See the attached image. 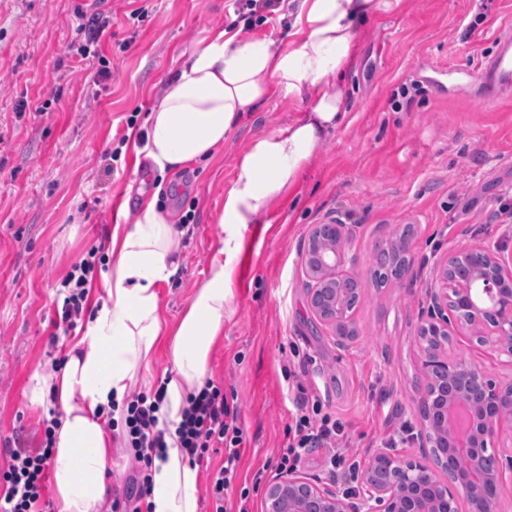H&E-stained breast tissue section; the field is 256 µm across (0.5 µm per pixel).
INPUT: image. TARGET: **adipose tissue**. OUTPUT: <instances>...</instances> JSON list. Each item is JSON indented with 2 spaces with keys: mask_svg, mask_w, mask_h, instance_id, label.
<instances>
[{
  "mask_svg": "<svg viewBox=\"0 0 512 512\" xmlns=\"http://www.w3.org/2000/svg\"><path fill=\"white\" fill-rule=\"evenodd\" d=\"M402 0H299L294 22L301 39L276 51L267 39L218 31L183 52L147 113L135 147L152 172L165 174L212 159L266 98L271 85L307 100L285 129L254 134L224 190L219 248L207 276L167 343L169 375L158 411L166 446L154 457L149 512H198V469L177 444L176 429L190 394L208 377L212 346L233 312L232 283L244 233L300 177L323 139L343 125L347 74L356 64L364 24L396 11ZM181 231L167 211L144 204L134 223L116 225L107 271L83 336L69 344L62 366L34 372L31 398L57 391L54 430L57 512H110L112 428L108 415L123 404L162 334L161 284L180 269L174 255Z\"/></svg>",
  "mask_w": 512,
  "mask_h": 512,
  "instance_id": "adipose-tissue-1",
  "label": "adipose tissue"
}]
</instances>
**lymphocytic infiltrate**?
Segmentation results:
<instances>
[{
  "label": "lymphocytic infiltrate",
  "instance_id": "f902f5d3",
  "mask_svg": "<svg viewBox=\"0 0 512 512\" xmlns=\"http://www.w3.org/2000/svg\"><path fill=\"white\" fill-rule=\"evenodd\" d=\"M103 265L96 250L73 265L62 282L66 295L51 321V341L74 331L90 309L88 288ZM162 401L161 391L134 392L123 403L122 427L130 450L128 464L132 472L129 485L113 490L112 512H144L152 493V460L165 448V433L158 429L156 413ZM288 425V442L275 469L284 474L296 470L317 448L325 449L324 466L341 485L344 494H353L359 463L344 450V425L325 412L322 401L299 389ZM59 422L56 410L38 420L35 429L41 439L38 447H29L22 434H15L0 445L6 463L0 467V512H50L46 497L47 479L52 466L53 432ZM178 445L191 464L203 463L213 448L224 451V461L212 478L214 512H225L224 493L234 481L244 445V432L238 424V406L229 402L223 385L206 381L199 393L190 395L177 429Z\"/></svg>",
  "mask_w": 512,
  "mask_h": 512
}]
</instances>
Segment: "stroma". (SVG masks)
<instances>
[{
    "instance_id": "stroma-1",
    "label": "stroma",
    "mask_w": 512,
    "mask_h": 512,
    "mask_svg": "<svg viewBox=\"0 0 512 512\" xmlns=\"http://www.w3.org/2000/svg\"><path fill=\"white\" fill-rule=\"evenodd\" d=\"M148 4L149 13L133 10ZM108 28L98 57L82 58L76 0H0V440L46 413L31 402L30 377L65 357L51 343L60 283L115 224L134 223L154 201L191 234L178 245L180 274L158 289L164 330L175 328L219 246L218 216L237 156L253 134L287 127L299 101L271 88L204 164L159 176L123 145L129 116L144 119L160 85L196 41L234 17L232 0H100L90 8ZM512 32V0H403L364 26L347 75L343 125L318 147L300 180L251 224L234 275L235 312L209 360V378L235 397L245 447L228 504L255 474L277 482L300 361L308 394L343 420L361 468L377 451L419 456L417 390L425 288L449 253L512 254V97L484 105L454 87L436 92L419 70L476 68ZM110 80L95 83L99 62ZM120 150V169L104 171ZM346 226L344 271L363 283L354 334L337 345L308 299L305 258L314 225ZM405 238L412 263L401 279L374 287L379 249ZM459 360L512 380V359L457 336Z\"/></svg>"
}]
</instances>
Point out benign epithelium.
I'll list each match as a JSON object with an SVG mask.
<instances>
[{
    "instance_id": "1",
    "label": "benign epithelium",
    "mask_w": 512,
    "mask_h": 512,
    "mask_svg": "<svg viewBox=\"0 0 512 512\" xmlns=\"http://www.w3.org/2000/svg\"><path fill=\"white\" fill-rule=\"evenodd\" d=\"M344 227L339 220L318 224L309 236V242L322 244L317 266L307 267L310 299L321 320L334 328L349 310L322 300L317 283L343 264ZM472 254L466 249L448 256L425 290L420 364L427 381L418 400L423 424L414 440L433 466L378 452L365 477L373 501L366 512H459L461 502L467 512H497L512 455L503 458L488 447L501 427L512 423V382L460 362L448 346L462 328L476 345L512 356V265L488 251L473 263ZM265 499L267 512H359L344 497L295 473L267 486Z\"/></svg>"
}]
</instances>
